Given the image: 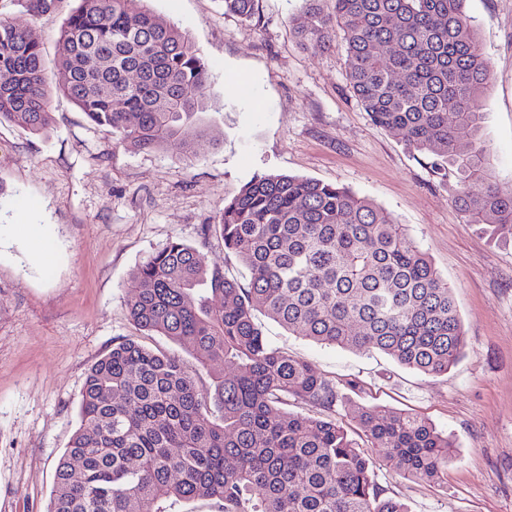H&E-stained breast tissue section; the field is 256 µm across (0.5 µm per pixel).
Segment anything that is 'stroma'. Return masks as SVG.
Wrapping results in <instances>:
<instances>
[{
    "instance_id": "1",
    "label": "stroma",
    "mask_w": 512,
    "mask_h": 512,
    "mask_svg": "<svg viewBox=\"0 0 512 512\" xmlns=\"http://www.w3.org/2000/svg\"><path fill=\"white\" fill-rule=\"evenodd\" d=\"M78 5L59 0L34 17L23 0H0V18L43 46L53 118L39 134L0 124V512H46L86 373L115 344L133 339L192 362L129 319L130 275L179 239L245 280L204 227L225 199L270 172L348 187L404 224L455 289L465 350L447 373L426 375L379 352L289 335L265 318L269 345L339 386L355 383L354 401L408 411L454 439L444 484L377 467L409 512H512V243L465 223L451 202L454 181H440L401 132L371 121L349 89L343 40L322 51L297 42L290 19L305 0H258L249 20L225 13L221 0H128L188 30L210 71L199 115L209 136L191 128L161 149L134 150L57 87L58 40ZM464 10L492 68L477 98L484 136L500 181L512 184V0H465ZM29 223L41 225L51 266L31 252Z\"/></svg>"
}]
</instances>
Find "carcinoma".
<instances>
[{
  "label": "carcinoma",
  "instance_id": "obj_1",
  "mask_svg": "<svg viewBox=\"0 0 512 512\" xmlns=\"http://www.w3.org/2000/svg\"><path fill=\"white\" fill-rule=\"evenodd\" d=\"M251 19L257 0H223ZM300 44L344 34L347 80L372 122L401 132L468 224L512 242V186L482 139L477 93L491 79L464 0H305ZM138 70L142 80L129 82ZM66 95L119 143L157 149L205 110L210 73L189 34L127 0H81L61 31ZM51 124L43 48L0 19V123ZM248 272L243 284L179 239L133 270L125 306L147 336L185 346L196 364L126 339L89 369L79 427L56 467L48 512H168L210 499L220 512H409L378 482L367 444L403 476L441 484L452 438L400 409L353 401L336 381L270 347L260 311L314 342L379 351L437 375L461 358L455 291L404 225L336 184L264 173L224 201L217 223ZM211 378L200 381V371ZM304 403L315 416L286 409ZM360 421L352 437L339 414Z\"/></svg>",
  "mask_w": 512,
  "mask_h": 512
}]
</instances>
